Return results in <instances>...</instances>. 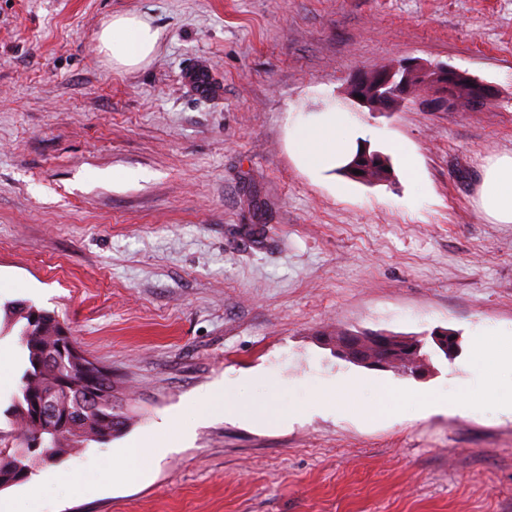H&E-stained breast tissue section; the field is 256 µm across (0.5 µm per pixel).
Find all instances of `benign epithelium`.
<instances>
[{
	"label": "benign epithelium",
	"instance_id": "obj_1",
	"mask_svg": "<svg viewBox=\"0 0 512 512\" xmlns=\"http://www.w3.org/2000/svg\"><path fill=\"white\" fill-rule=\"evenodd\" d=\"M426 84L431 94L423 101L431 112H439L456 104L457 90H468L476 108L492 100L495 88L463 71L445 63L424 64L419 60H405L373 73L355 77L347 89L348 98L360 108L369 112H392L411 97V84ZM434 342L447 357L456 350L457 340L453 333L438 330ZM336 355L371 369H389L402 358H409L412 375L421 378L426 375L428 365L420 355L422 344L412 337L397 336L385 332H346L334 340Z\"/></svg>",
	"mask_w": 512,
	"mask_h": 512
}]
</instances>
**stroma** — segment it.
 Segmentation results:
<instances>
[{"label":"stroma","instance_id":"stroma-1","mask_svg":"<svg viewBox=\"0 0 512 512\" xmlns=\"http://www.w3.org/2000/svg\"><path fill=\"white\" fill-rule=\"evenodd\" d=\"M162 32L113 67L112 16ZM402 59L493 85L476 112L346 99ZM205 69L209 85L192 80ZM390 156L384 182L307 170L296 122L330 105ZM512 154V0H0V305L64 320L112 374L125 422L104 443L0 491L13 512H512V224L478 208ZM453 331L452 357L434 351ZM423 342L422 378L336 355L337 331ZM482 358H475L476 347ZM23 350L0 338V428ZM357 381L342 415L278 423L316 384ZM236 382L233 392L224 385ZM480 411L425 413L441 387ZM214 391L207 418L197 395ZM260 408L256 426L225 400ZM141 477L112 460L166 417Z\"/></svg>","mask_w":512,"mask_h":512}]
</instances>
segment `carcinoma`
<instances>
[{
	"label": "carcinoma",
	"mask_w": 512,
	"mask_h": 512,
	"mask_svg": "<svg viewBox=\"0 0 512 512\" xmlns=\"http://www.w3.org/2000/svg\"><path fill=\"white\" fill-rule=\"evenodd\" d=\"M362 175L381 182L391 175L389 159L372 154L356 162ZM34 305L24 301L11 302L4 307L0 335L17 331L19 344L25 352L27 365L21 376V387L10 406V430L0 429V487L15 485L23 476L30 479L38 471L58 464L64 456L78 452L90 443H106L120 425L112 413V375L87 362L80 369L72 364L68 352L60 349L69 329L55 314L39 310L41 323L28 330L29 314ZM95 389L101 393L95 411H85L83 391ZM54 394L61 430L51 431L35 420V407L41 396ZM20 436L42 439L52 454L43 457L36 453L18 454Z\"/></svg>",
	"instance_id": "carcinoma-1"
}]
</instances>
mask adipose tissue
<instances>
[{"mask_svg":"<svg viewBox=\"0 0 512 512\" xmlns=\"http://www.w3.org/2000/svg\"><path fill=\"white\" fill-rule=\"evenodd\" d=\"M161 32L136 13L118 15L101 30L99 50L118 68H133L150 60ZM361 131L336 107H328L315 120L295 126L289 137L302 163L313 170L347 164L354 156ZM480 208L497 224H512V155H502L484 170Z\"/></svg>","mask_w":512,"mask_h":512,"instance_id":"1","label":"adipose tissue"}]
</instances>
